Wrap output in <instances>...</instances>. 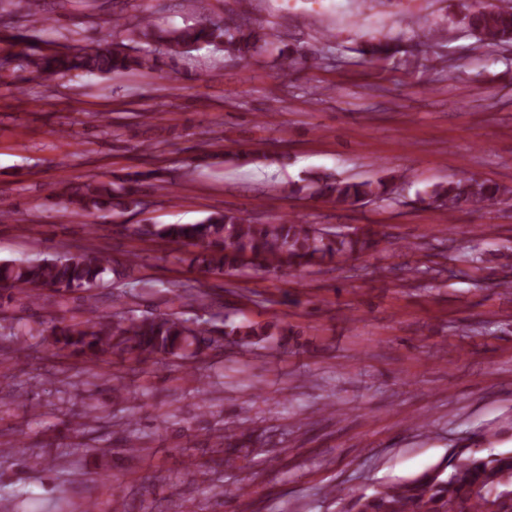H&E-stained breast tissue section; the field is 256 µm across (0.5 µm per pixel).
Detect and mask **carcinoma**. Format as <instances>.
<instances>
[{"label": "carcinoma", "mask_w": 512, "mask_h": 512, "mask_svg": "<svg viewBox=\"0 0 512 512\" xmlns=\"http://www.w3.org/2000/svg\"><path fill=\"white\" fill-rule=\"evenodd\" d=\"M464 22L484 46L512 42V0L493 6L468 0ZM208 45L239 60L265 52L267 34L262 29L203 19L179 28L154 26L150 20L128 30V42L112 48L90 45L49 50L28 56L27 66L36 72L68 75L72 72L109 75L116 71H141L168 76L167 68L184 53ZM145 170L122 179L120 189L94 179L67 184L58 194L63 209L76 216L97 211L133 212L142 205L138 187L152 179ZM403 175L390 172L375 180L350 181L328 174H312L303 188L338 207L351 208L366 200L384 198ZM512 189L463 177L435 186L428 197L437 208L452 213L457 208L492 204L511 197ZM136 232L196 247L192 264L210 274H227L248 268L287 271L298 267L333 263L371 250L376 245L372 229L337 231L307 224L298 217L279 224H256L232 212L214 214L200 224L139 226ZM107 271L106 259L94 251L67 253L39 261L1 262L0 290L18 289L20 296L3 297L25 308L41 299L43 291L55 294V303L68 305L75 293L86 303ZM171 312L154 314L127 309L117 321L107 314L85 319L51 316L41 333L49 346L67 357L96 366L106 358L128 355L137 362L158 357L196 359L228 341L240 347L288 335L279 322L235 321L224 317L220 330L211 319L188 317L184 308L204 310L203 294H174ZM11 460L29 470L40 463L12 444L0 451V465ZM343 512H512V452L483 455L472 448H454L439 466L414 479L390 483L371 493L346 498Z\"/></svg>", "instance_id": "cac0c4a2"}]
</instances>
